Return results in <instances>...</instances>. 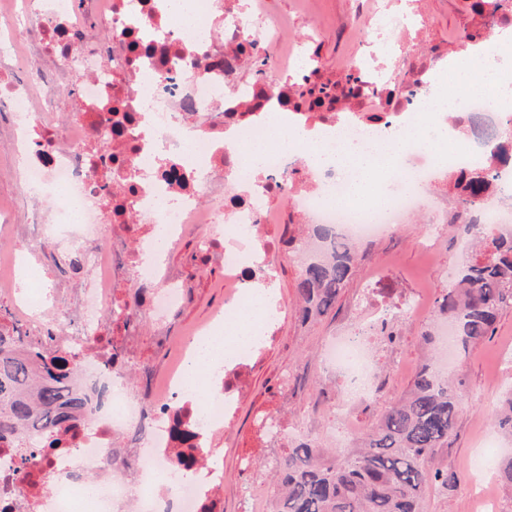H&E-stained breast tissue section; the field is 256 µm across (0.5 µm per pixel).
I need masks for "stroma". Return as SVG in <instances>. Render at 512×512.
Returning a JSON list of instances; mask_svg holds the SVG:
<instances>
[{
	"instance_id": "1",
	"label": "stroma",
	"mask_w": 512,
	"mask_h": 512,
	"mask_svg": "<svg viewBox=\"0 0 512 512\" xmlns=\"http://www.w3.org/2000/svg\"><path fill=\"white\" fill-rule=\"evenodd\" d=\"M265 6L271 14L287 16L291 37L299 38L307 31L310 16H318L327 25L347 22L350 0H309L310 11L306 14L298 9L296 0H265ZM414 8L428 16L430 23L418 34L411 62H420L434 48L457 54L464 47L465 34L477 28L483 29L488 43L497 40L498 28L490 26L486 17L475 14L469 0H416ZM44 202L36 189L15 180L8 159L0 154V207L14 208L17 221L22 223L33 205ZM425 233L426 217L419 213L386 235L359 244L358 262L334 309L308 324L292 314L281 316L276 325L277 341L249 372L235 415L215 437V445L224 456V483L216 493L218 512H243L248 488L266 478L263 463L272 453L254 432L260 415L279 411L283 406L295 413L311 407V438L324 447H333L332 432L341 423L330 406L337 386L326 380L323 373V348L335 336L345 309L360 288L365 287L366 273H376L374 288L379 295L395 299L417 290L428 291L434 298L455 279L463 259L455 225H441L437 252L430 259L418 248ZM166 265L187 281L188 299L168 325L167 343H158L153 324L147 323L134 345L136 362L148 364L160 373L176 358L191 327L203 321L224 300L222 269L215 260L196 254L192 241H183L172 249ZM507 347L512 348V309L503 312L494 336L458 356L460 390L466 400L453 436L447 448L442 449L439 460L457 473L459 483L447 494L431 496L424 512H469L470 474L478 456L476 444L480 434H488L499 447H506V440L499 438L494 427L493 416L502 394L512 388V369L500 363V355Z\"/></svg>"
}]
</instances>
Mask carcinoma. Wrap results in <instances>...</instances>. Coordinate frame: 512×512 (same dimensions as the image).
<instances>
[{
  "mask_svg": "<svg viewBox=\"0 0 512 512\" xmlns=\"http://www.w3.org/2000/svg\"><path fill=\"white\" fill-rule=\"evenodd\" d=\"M471 216L458 225L468 239L469 253L458 279L436 297L434 309L455 328L459 349L493 334L498 320L512 309V233L503 234L482 224L476 199L489 193L492 179L478 175L466 184L453 183ZM332 250L301 269L296 283L303 321L326 314L336 305L357 260L355 245L339 242L327 229ZM434 359L420 365L412 386L390 403L369 429L360 433L357 448L327 449L314 439L288 442V454L275 462L279 490L271 512H423L429 488L440 493L457 487L452 470L436 464V456L454 433L463 403L456 382L440 377ZM75 362L64 353L50 358L42 373L27 356L22 337L0 327V440L29 425L47 429L43 447L63 445L61 435L74 429L84 400L70 392ZM500 432L512 440V394L496 410ZM331 452L336 462L323 456ZM498 482L512 489V454L496 465Z\"/></svg>",
  "mask_w": 512,
  "mask_h": 512,
  "instance_id": "carcinoma-1",
  "label": "carcinoma"
}]
</instances>
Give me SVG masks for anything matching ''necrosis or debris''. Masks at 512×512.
Listing matches in <instances>:
<instances>
[{
	"mask_svg": "<svg viewBox=\"0 0 512 512\" xmlns=\"http://www.w3.org/2000/svg\"><path fill=\"white\" fill-rule=\"evenodd\" d=\"M195 0L197 20L186 32L176 0H0V112L10 116V155L24 185L56 201V221L73 227L81 244L58 250L73 275L90 273L75 317L56 322L55 346L69 351L80 370L75 389L87 408L62 448L34 455L42 440L31 429L0 443V512H204L210 492L195 478L209 439L236 409V384L244 367L274 341L265 324L258 342L238 341L240 317L255 306L250 285L275 300V261L280 241L268 239L272 224L299 220L310 231L328 226L347 242L367 241L402 224L418 210L430 224L448 212L437 185L474 173L493 177L499 197L512 199V69L495 54L483 65L499 76L498 106L475 95L466 76L454 80L458 107L448 117V136L431 150L419 147L414 130L436 95L421 75H382L405 42L389 43L387 28L400 21L380 0H351L352 18L365 37L354 44L347 74L357 76L358 97L311 112L297 105L301 80L312 74L313 33L288 43L287 24L271 19L262 0ZM267 67L243 75L248 54ZM75 86L79 109L63 113V88ZM483 115L498 135L466 136L471 114ZM332 131L327 140L304 138L313 127ZM398 140L392 193L379 203L347 202L348 176L310 161L315 152L347 144ZM263 145L260 168L248 161ZM116 224H140L133 244L114 237ZM28 249L8 256L11 279L26 277V290L6 289L15 326L25 342L38 344L48 319L65 296L46 287L33 262L45 249L40 225L28 229ZM224 267V305L198 324L194 336H219L231 357L199 401L185 375L191 356L183 348L164 379L145 372L130 379L125 363H113L112 343L101 332L102 314L120 308L126 335L143 319L164 326L183 305L187 286L170 274L162 255L185 237ZM132 275L129 300L115 298L116 274ZM357 320L325 346L322 366L336 376L340 394L332 411L344 426L340 439L359 435L353 418L405 373L402 361L380 367L371 331L394 317L429 313L413 295L403 305L374 304L369 292L355 303ZM126 434L139 450L138 479L127 483L114 446ZM190 466L180 465L179 457Z\"/></svg>",
	"mask_w": 512,
	"mask_h": 512,
	"instance_id": "obj_1",
	"label": "necrosis or debris"
}]
</instances>
